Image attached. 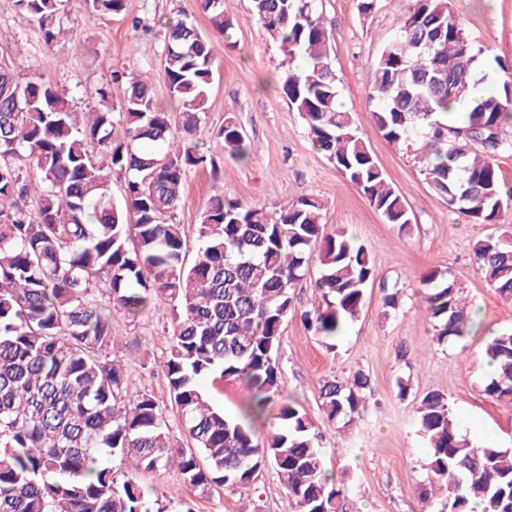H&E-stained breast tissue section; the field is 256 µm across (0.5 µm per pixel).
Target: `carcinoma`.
<instances>
[{"mask_svg": "<svg viewBox=\"0 0 512 512\" xmlns=\"http://www.w3.org/2000/svg\"><path fill=\"white\" fill-rule=\"evenodd\" d=\"M67 0H15L46 43L61 32ZM93 17L119 15L124 0H85ZM212 28L229 34L223 0H200ZM251 20L288 58L281 91L322 153L386 223H412L404 195L388 181L352 116L338 106L331 34L315 0H251ZM165 31L160 77L175 109L156 101L154 76L116 70L98 90L99 106L78 122L67 95L46 77L24 79L0 63V512H163L139 484L121 483L108 457L138 472H176L202 494L227 487L252 494L272 468L294 512H351L349 490L327 477L307 413L280 386L281 327L313 258L320 303L303 314L327 348L366 300L375 270L366 247L329 232L319 199L302 195L269 214L210 199L199 245L188 260L176 222L187 174L219 170L197 137L214 76L213 48L177 11ZM506 79L472 99L484 69L447 0H410L407 13L371 64L375 127L392 144L422 141L424 174L448 208L473 224L498 226L512 212L497 158L512 152V65ZM458 110L448 112V102ZM224 153L248 158L229 116L218 132ZM124 178L112 199V175ZM473 255L487 284L512 302V235L487 233ZM422 299L437 340L475 327L463 288L447 270L422 277ZM171 307L175 328L162 362L171 406L195 446L172 441L168 419L147 393L132 392L124 365L110 355L112 315L134 319L149 304ZM496 366L485 387L512 404V331L488 337ZM216 377L244 396L228 418L200 386ZM362 372L320 386V409L353 425L371 395ZM276 411L260 436L256 421ZM426 470L448 488L443 512H512V448L473 444L440 392L416 405Z\"/></svg>", "mask_w": 512, "mask_h": 512, "instance_id": "cac0c4a2", "label": "carcinoma"}]
</instances>
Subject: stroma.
<instances>
[{
    "instance_id": "35a3bbf8",
    "label": "stroma",
    "mask_w": 512,
    "mask_h": 512,
    "mask_svg": "<svg viewBox=\"0 0 512 512\" xmlns=\"http://www.w3.org/2000/svg\"><path fill=\"white\" fill-rule=\"evenodd\" d=\"M317 6L333 37L331 64L341 103L388 181L405 195L413 218L406 230L385 223L314 150L302 120L279 89L288 60L251 21L250 0H224L225 16L237 24L228 38L211 27L199 0H126L122 14L93 21L86 17L84 0H69L60 18L64 33L50 44L38 24L16 9L14 0H0V62L14 65L26 78H51L68 90L74 112L81 114L98 106L96 91L111 83L113 71L159 70L164 49L159 18L179 10L195 21L215 58L209 109L199 137L211 145L220 176L212 178L206 169L187 175L176 220L185 228L189 251L197 249L200 217L215 193L270 213L302 195L323 201L327 230L347 231L367 248L375 279L362 312L332 352L299 317L300 311L320 302L315 290L318 268H310L297 283L296 313L282 327L281 389L309 416L325 469L348 487L357 512H441L448 493L431 482L424 467L416 403L427 392H441L469 440L512 448V405L486 396L491 370L483 353L488 336L512 330V303L488 286L474 261L472 245L486 234V227L470 223L433 193L422 172L420 142L388 143L373 123L370 64L393 35L408 0H377L375 11L367 16L359 13L356 0H317ZM450 7L472 44L481 49L492 84H499L503 74L497 61L512 63V0H450ZM228 116L246 134L249 161L225 157L216 143ZM437 267L458 281L479 317L470 336L447 345L437 341L421 298L422 276ZM394 287L400 290V306L387 316L384 292ZM112 326L131 391L151 394L165 407L175 439L191 446L170 406L160 366L172 338L170 307H149L133 322L117 314ZM359 371L369 376L372 394L361 419L344 429L322 414L319 387L325 378L347 380ZM400 379L410 387L403 399L396 395ZM109 465L117 480L137 477L148 500L165 502L166 512H180L179 502H172L170 495L174 473L138 474L130 462L117 458ZM259 487V493L245 500L221 488L205 495L184 489L180 497L192 501L195 512H292L273 470H263Z\"/></svg>"
}]
</instances>
